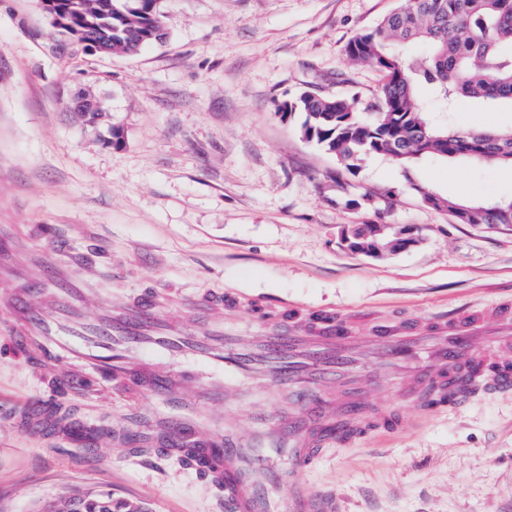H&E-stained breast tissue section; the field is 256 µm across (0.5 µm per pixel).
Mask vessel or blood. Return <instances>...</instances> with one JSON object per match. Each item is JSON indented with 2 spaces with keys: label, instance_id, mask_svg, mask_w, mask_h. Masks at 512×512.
I'll return each mask as SVG.
<instances>
[{
  "label": "vessel or blood",
  "instance_id": "obj_1",
  "mask_svg": "<svg viewBox=\"0 0 512 512\" xmlns=\"http://www.w3.org/2000/svg\"><path fill=\"white\" fill-rule=\"evenodd\" d=\"M196 305L214 311L243 309L253 314L258 336L240 338L227 330L201 333L174 327L161 312V297L146 292L125 304L119 317L87 321L71 317L66 291L50 305L12 297L0 312V331L15 336L28 355L39 381L56 377L65 362L90 371H107L123 391L152 395L171 406L170 414L148 428L161 454L189 460L224 490L227 512H339L337 500L309 495L300 480L289 482L286 504H278L259 486L262 476L246 451L247 441L232 431L206 429L189 421L183 395L191 384L186 371H162L129 357L130 349L151 348L165 356L204 362L219 373L260 375L277 371L279 381L304 402V410L285 421L265 413L253 416L258 432H270L273 444L285 449L294 471L313 467L324 448L361 440L369 433L388 435L397 428L395 414L360 423V401L350 390L353 321L333 310L293 314L283 305L289 325L281 327L269 309L230 290L199 295ZM372 339L386 354L425 353L424 374L409 377L424 406L466 402L473 394L512 390V305L495 304L481 311L462 307L425 325L400 322L373 330Z\"/></svg>",
  "mask_w": 512,
  "mask_h": 512
}]
</instances>
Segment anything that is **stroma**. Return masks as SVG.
<instances>
[{
	"instance_id": "35a3bbf8",
	"label": "stroma",
	"mask_w": 512,
	"mask_h": 512,
	"mask_svg": "<svg viewBox=\"0 0 512 512\" xmlns=\"http://www.w3.org/2000/svg\"><path fill=\"white\" fill-rule=\"evenodd\" d=\"M401 0H158L165 37L117 56L64 41L39 0H0V249L54 248L95 307L167 291L232 289L301 310L418 322L512 301V224H457L423 192L512 200V167L426 159L405 167L362 155L338 175L278 103L304 92L372 113L384 75L346 47ZM106 110L88 126L75 92ZM458 129L508 127L512 110L460 101ZM349 224L413 226L416 246L384 258L340 244ZM364 325L363 335L372 326ZM364 414L391 411V435L326 449L301 474L345 512H512V392L421 413L395 377L361 387ZM129 400L70 369L41 384L0 335V512H34L73 489L106 490L151 512H224V495L178 461L128 439L99 441ZM287 414L275 381L243 383L223 426ZM61 409L69 436L34 432L26 411Z\"/></svg>"
}]
</instances>
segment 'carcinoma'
Segmentation results:
<instances>
[{
    "label": "carcinoma",
    "instance_id": "cac0c4a2",
    "mask_svg": "<svg viewBox=\"0 0 512 512\" xmlns=\"http://www.w3.org/2000/svg\"><path fill=\"white\" fill-rule=\"evenodd\" d=\"M70 26L62 32L82 41L112 42V53L133 54L163 30L158 0H51ZM420 43L428 57L415 60L404 48ZM357 61L385 73L376 112L360 115L354 103L304 92L278 107L282 118L303 115L300 133L354 173L361 155L382 154L409 166L421 158H463L476 164L512 166V127L460 130L435 115L470 98L512 107V0H401L400 6L348 44ZM423 86L434 101L419 98ZM423 201L448 212L457 224H507L510 201L470 203L456 197ZM80 512H125L105 491L74 493Z\"/></svg>",
    "mask_w": 512,
    "mask_h": 512
}]
</instances>
